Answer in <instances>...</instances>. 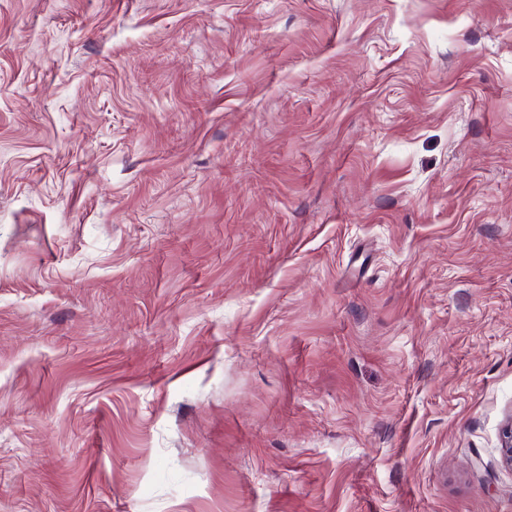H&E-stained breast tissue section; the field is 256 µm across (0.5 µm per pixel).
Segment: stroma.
Masks as SVG:
<instances>
[{
    "mask_svg": "<svg viewBox=\"0 0 512 512\" xmlns=\"http://www.w3.org/2000/svg\"><path fill=\"white\" fill-rule=\"evenodd\" d=\"M512 0H0V512H512Z\"/></svg>",
    "mask_w": 512,
    "mask_h": 512,
    "instance_id": "stroma-1",
    "label": "stroma"
}]
</instances>
